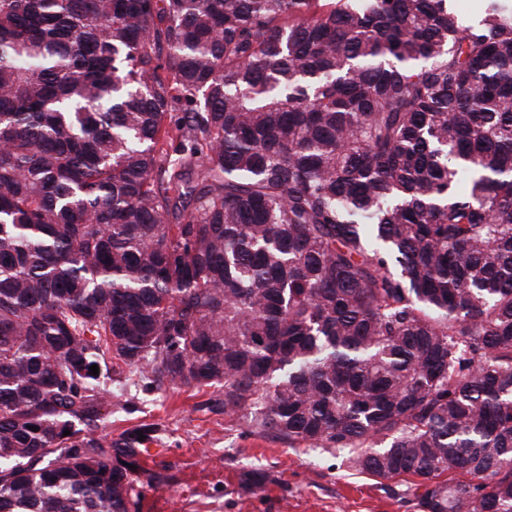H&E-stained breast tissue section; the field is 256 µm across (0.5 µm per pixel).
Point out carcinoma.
Segmentation results:
<instances>
[{
    "mask_svg": "<svg viewBox=\"0 0 512 512\" xmlns=\"http://www.w3.org/2000/svg\"><path fill=\"white\" fill-rule=\"evenodd\" d=\"M105 378L512 512V0H0V512H141Z\"/></svg>",
    "mask_w": 512,
    "mask_h": 512,
    "instance_id": "1",
    "label": "carcinoma"
}]
</instances>
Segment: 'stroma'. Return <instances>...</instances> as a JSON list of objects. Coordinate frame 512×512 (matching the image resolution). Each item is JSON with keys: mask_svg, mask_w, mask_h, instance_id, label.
Wrapping results in <instances>:
<instances>
[{"mask_svg": "<svg viewBox=\"0 0 512 512\" xmlns=\"http://www.w3.org/2000/svg\"><path fill=\"white\" fill-rule=\"evenodd\" d=\"M206 398L190 388H113L105 433L154 425L167 466L166 483L146 489L142 512H416L406 484L385 488L349 469L343 454L251 434L241 420L203 409ZM254 468L266 474L264 488L245 481Z\"/></svg>", "mask_w": 512, "mask_h": 512, "instance_id": "stroma-1", "label": "stroma"}]
</instances>
